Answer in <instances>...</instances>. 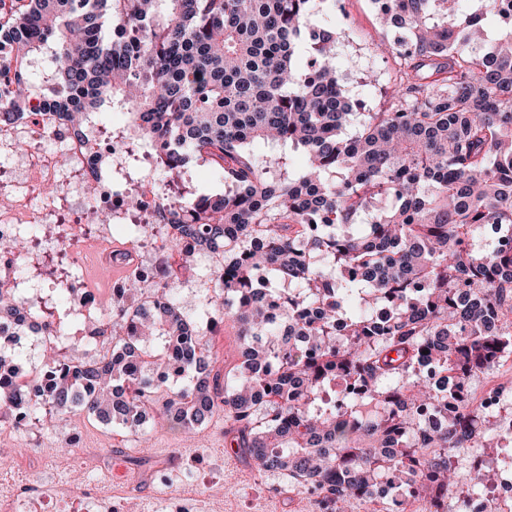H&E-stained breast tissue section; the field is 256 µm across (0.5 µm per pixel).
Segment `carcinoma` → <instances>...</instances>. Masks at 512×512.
<instances>
[{
	"label": "carcinoma",
	"instance_id": "obj_1",
	"mask_svg": "<svg viewBox=\"0 0 512 512\" xmlns=\"http://www.w3.org/2000/svg\"><path fill=\"white\" fill-rule=\"evenodd\" d=\"M333 2L0 0L14 53L0 123L49 91L86 134L125 117L127 177L145 153L167 174L179 258L149 300L131 277L100 304L112 359L87 361L83 339L51 346L44 384L0 357V421L18 392L50 426L80 410L142 436L149 412L191 429L220 411L230 447L313 489L322 512L388 476L450 512L453 458L497 433L469 381L512 358V26L488 31L512 0H386L394 103L355 113L339 33L313 22ZM196 166L221 188L193 186ZM187 239L221 258L205 305L238 326L230 368L209 356L211 330L188 334L170 288L197 255ZM22 305L0 282V314ZM166 364L181 384L157 376Z\"/></svg>",
	"mask_w": 512,
	"mask_h": 512
}]
</instances>
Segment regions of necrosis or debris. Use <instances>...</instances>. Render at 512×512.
I'll return each mask as SVG.
<instances>
[{
    "label": "necrosis or debris",
    "mask_w": 512,
    "mask_h": 512,
    "mask_svg": "<svg viewBox=\"0 0 512 512\" xmlns=\"http://www.w3.org/2000/svg\"><path fill=\"white\" fill-rule=\"evenodd\" d=\"M124 147L119 139L94 140L68 129L61 117L51 116L42 100H32L29 110L0 125V156L8 158L9 173L0 177V280L16 281L28 255H17L7 245L22 224L57 230L55 255L69 260L74 240L84 237L83 214L87 208L108 210L111 224H172L175 221L160 191V178L147 174L131 189L112 185L102 175L103 158L120 162ZM68 165H61V157ZM95 184V196H87L86 184ZM142 201L140 208L127 205L129 194ZM40 477L36 490L0 498V512H136L131 497L115 498L106 487L87 492L61 493L56 474L59 456L31 455ZM500 479L487 494L473 493L460 483L448 492L456 512H512V457L502 456L496 466Z\"/></svg>",
    "instance_id": "1"
}]
</instances>
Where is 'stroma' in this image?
I'll use <instances>...</instances> for the list:
<instances>
[{"instance_id":"stroma-1","label":"stroma","mask_w":512,"mask_h":512,"mask_svg":"<svg viewBox=\"0 0 512 512\" xmlns=\"http://www.w3.org/2000/svg\"><path fill=\"white\" fill-rule=\"evenodd\" d=\"M340 38L336 44V63L343 68L346 93L363 112H386L391 108V75L395 61L376 46L388 34L381 26L370 0H340L338 9L327 18ZM116 252L135 250L131 236L113 231L106 240L92 239L77 245L82 263L72 274L85 287L94 289L99 300L112 293L110 271L96 262L106 249ZM172 288L190 319L208 321L209 310L195 301L196 289L213 290L211 272L197 265L190 278L172 280ZM67 424L77 430L82 452L71 455L60 466V486L65 490H92L102 476H109L115 496L126 495L140 486L142 512H154L157 503L170 494L169 486L147 484L143 468L132 460L147 454L151 462L165 465L171 473H193L196 486L193 496L198 512H319L318 502L306 488L288 484L274 473H262L243 463L226 447L223 414H215L192 433L147 424L145 439L129 435L117 424L99 421L83 413L71 414ZM56 429L33 422L27 430L0 429V497L11 495L18 483L20 461L30 451L59 448Z\"/></svg>"}]
</instances>
